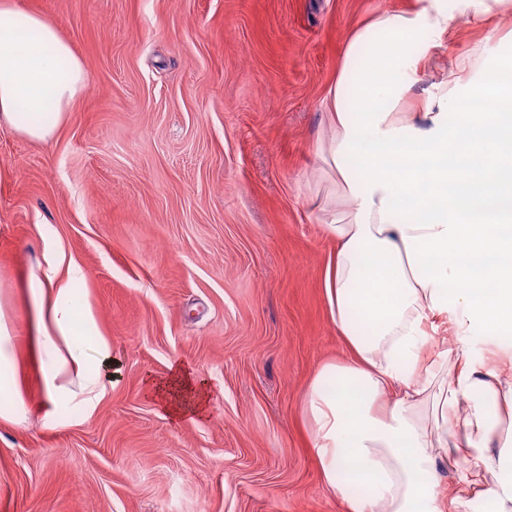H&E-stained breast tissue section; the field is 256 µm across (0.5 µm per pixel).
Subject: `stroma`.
<instances>
[{
    "mask_svg": "<svg viewBox=\"0 0 512 512\" xmlns=\"http://www.w3.org/2000/svg\"><path fill=\"white\" fill-rule=\"evenodd\" d=\"M82 59L47 144L0 127V297L15 316L54 243L112 341L88 420L0 419V512H343L301 416L351 352L326 306L313 209L321 101L349 32L415 0H18ZM207 413L147 391L173 361Z\"/></svg>",
    "mask_w": 512,
    "mask_h": 512,
    "instance_id": "35a3bbf8",
    "label": "stroma"
}]
</instances>
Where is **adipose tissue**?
I'll list each match as a JSON object with an SVG mask.
<instances>
[{
    "label": "adipose tissue",
    "instance_id": "adipose-tissue-1",
    "mask_svg": "<svg viewBox=\"0 0 512 512\" xmlns=\"http://www.w3.org/2000/svg\"><path fill=\"white\" fill-rule=\"evenodd\" d=\"M510 10L512 0H416L379 11L351 31L325 90L314 199L335 244L325 301L351 357L320 367L302 416L344 512H467L475 498L512 512V376L466 358L470 333L512 335V38L455 50L458 22L484 27ZM440 53L447 76L424 82ZM87 83L53 21L0 0L1 125L50 142ZM85 277L58 247L28 274L24 343L38 381L28 396L15 317L0 305V419L33 413L62 428L106 398L112 344L74 293ZM439 320L454 345L431 335ZM170 369L153 386L163 409L204 412L205 380Z\"/></svg>",
    "mask_w": 512,
    "mask_h": 512
}]
</instances>
